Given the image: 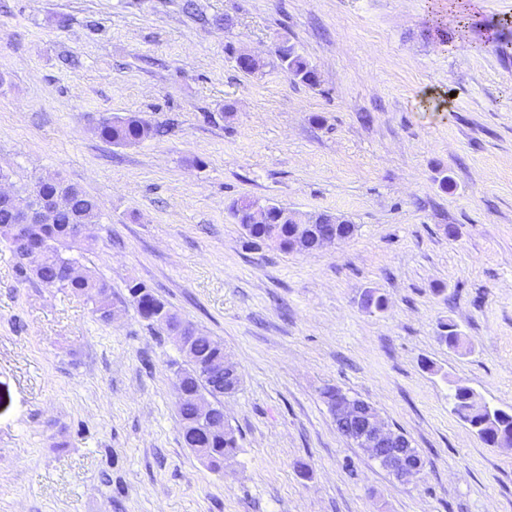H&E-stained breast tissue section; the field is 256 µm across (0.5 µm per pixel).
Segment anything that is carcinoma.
I'll return each instance as SVG.
<instances>
[{"mask_svg":"<svg viewBox=\"0 0 512 512\" xmlns=\"http://www.w3.org/2000/svg\"><path fill=\"white\" fill-rule=\"evenodd\" d=\"M277 65L286 70L294 79L309 86L318 84V76L309 63L295 47L284 44L275 53ZM99 134L118 146L135 145L154 135L155 129L138 114L110 116L101 122ZM72 200L56 212L46 215L42 222L33 228V234L41 245L44 257L39 267L23 256H17L16 273L20 280L36 278L41 283L60 289H71L86 295L94 305V313L99 320L109 321L112 314V288L103 279L91 275H72L77 259L65 255L74 247L69 234L72 224H96L99 219L97 204L83 195L73 186H68ZM230 211L237 223L241 224L252 243L271 242L284 251H312L314 246L306 245L298 240L297 225L288 223V208L278 204L260 205L256 200L233 202ZM140 284L130 286L134 304L141 316L160 325L167 333H172L174 324L181 318L167 304L156 297L150 289H145L141 296L136 295ZM384 295L375 290H368L362 296L361 305L364 309L381 311L385 307ZM167 309L168 318L163 321L156 317L157 311ZM187 342L194 353L189 359V367L180 368L176 375L183 377L191 392L201 400H211L217 408H223L221 398L236 391L239 380L230 372L219 374L215 364L224 358V347L211 336L187 324L185 330ZM475 392L468 386L458 385L452 395L451 411L471 431L487 445H496L503 439H512V407L508 409L486 407L484 412L472 408V397ZM177 414L184 442L198 441L201 447L209 449L210 466L220 469L224 461L232 458L238 448L237 438L230 426L224 432L211 434L194 416L193 403L178 399Z\"/></svg>","mask_w":512,"mask_h":512,"instance_id":"carcinoma-1","label":"carcinoma"}]
</instances>
